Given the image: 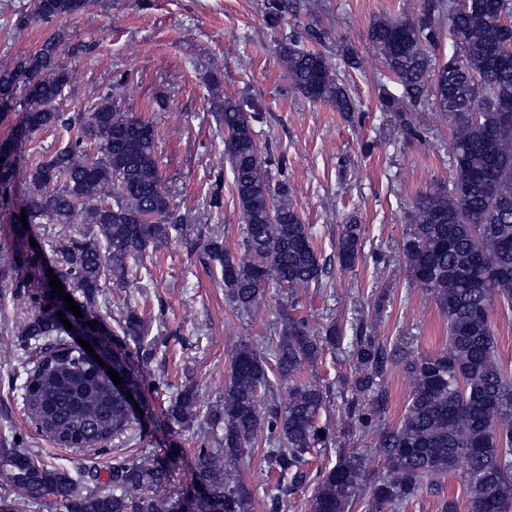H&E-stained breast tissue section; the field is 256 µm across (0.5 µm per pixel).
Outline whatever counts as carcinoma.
<instances>
[{
    "instance_id": "cac0c4a2",
    "label": "carcinoma",
    "mask_w": 512,
    "mask_h": 512,
    "mask_svg": "<svg viewBox=\"0 0 512 512\" xmlns=\"http://www.w3.org/2000/svg\"><path fill=\"white\" fill-rule=\"evenodd\" d=\"M87 0H35L38 18L49 24L86 8ZM302 0H264L267 26L280 28L298 17ZM458 38L454 54H433L443 23ZM512 0H471L463 13L452 0H421L412 18H375L368 40L380 56L396 92L379 97L384 112L400 113L412 125L408 108L428 100L452 121L446 184L418 193L412 201L411 228L403 241L410 280L430 290L448 323V342L433 354L402 351L399 361L412 387L400 423L377 430L386 474L366 483L365 459L339 453L322 474L310 512H351L367 488L376 512L393 510L420 485L460 471L465 481V512H512V371L497 353L491 310L500 303L512 310V121L500 106L512 104ZM58 27L40 47L0 67V112L23 108L12 137L0 146V220L13 225L9 253L0 260V299L11 295L35 310L22 331L20 346L36 358L24 383V410L35 429L65 448H101L133 425L155 420L143 397L139 360L114 352L98 329L101 289L122 277L129 264L166 242L180 229L171 190L160 171L155 149L157 125L135 116L107 92L88 115L59 111L57 100L71 82L59 58L91 50L67 42ZM280 59L295 90L312 101L356 112L358 105L324 54L301 47L294 35L281 43ZM224 156L233 173L245 224L243 251L224 246L217 235L197 238L200 264L216 269L224 288L241 310L256 309L274 284L294 295L297 288H321L326 268L314 248L312 226L288 201V184L273 181L254 123L260 113L243 99L224 98ZM63 128L66 144L26 171L17 167L18 144L40 130ZM26 183L23 228L14 208L17 174ZM86 227L49 244L37 234L42 224H68L76 211ZM364 234L355 221L342 225L336 244L338 266L352 268ZM37 242L38 247L31 246ZM55 264L70 284L82 316L64 300L51 298L45 269ZM63 312L73 329L63 326ZM295 306L280 317L269 338L271 357L248 342L233 352L224 384V404L207 413L205 424L222 429L196 449L194 481L166 499L151 492L175 483L168 450L149 463L112 466V492L82 493L79 484L97 478L86 468L78 476L48 465L23 448H0V477L32 503L53 498L64 512H249L253 492L234 473L266 431L268 471L288 480L281 492H295L311 479L310 456L332 441L330 428L317 417L327 389L302 374L320 359L325 344L336 345V329L319 336ZM87 321L96 325L89 327ZM95 329L104 351L116 355L140 410H131L122 393L81 356L67 338ZM114 336L132 340L148 354L147 323L129 309ZM359 377L356 391L369 396L371 424L386 407L383 383L389 354L368 340L355 339L348 351ZM284 392H278V389ZM265 413L259 414L260 406ZM168 417L190 429L197 415L195 390L188 386L170 400ZM324 435H318V431Z\"/></svg>"
}]
</instances>
